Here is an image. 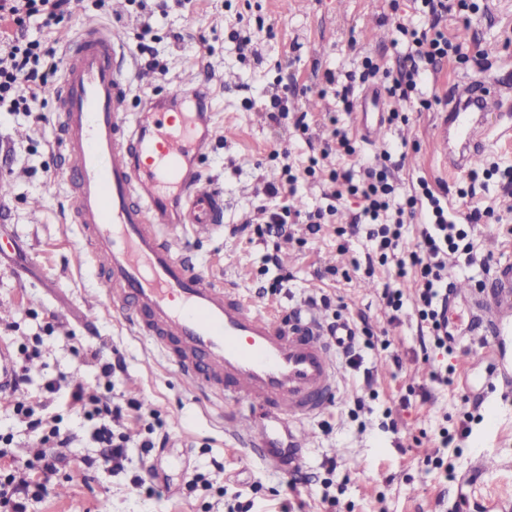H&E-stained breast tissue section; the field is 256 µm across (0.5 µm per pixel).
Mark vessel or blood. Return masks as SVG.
<instances>
[{"mask_svg": "<svg viewBox=\"0 0 512 512\" xmlns=\"http://www.w3.org/2000/svg\"><path fill=\"white\" fill-rule=\"evenodd\" d=\"M129 44L116 29L88 28L67 46L54 90L59 140L69 164L72 220L87 252L101 263L100 294L190 382L205 379L230 406L226 423L240 445L270 465L282 445L304 447V423L337 397L342 370L336 349L352 328L328 332L318 309L285 322L237 289L197 270L177 250L183 236L211 235L224 221V194L196 167L212 139L203 82L179 83L175 96L194 103L179 117L146 99L127 110L132 82L156 76L131 71ZM503 90L485 80L458 84L435 125L436 156L453 170L483 151L482 118L500 110ZM381 94L358 114L365 142L385 131ZM490 296L474 299L465 335L489 339L499 355L512 347V262L499 263Z\"/></svg>", "mask_w": 512, "mask_h": 512, "instance_id": "b4317fda", "label": "vessel or blood"}]
</instances>
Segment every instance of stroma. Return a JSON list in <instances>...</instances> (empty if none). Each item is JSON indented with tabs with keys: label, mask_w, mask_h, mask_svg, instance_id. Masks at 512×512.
Wrapping results in <instances>:
<instances>
[{
	"label": "stroma",
	"mask_w": 512,
	"mask_h": 512,
	"mask_svg": "<svg viewBox=\"0 0 512 512\" xmlns=\"http://www.w3.org/2000/svg\"><path fill=\"white\" fill-rule=\"evenodd\" d=\"M420 8L419 0H147L143 8L137 0H79L72 16L54 29L28 24L29 38L60 51L85 27L120 28L133 21L129 45H150L165 70L153 88H133V112L143 99L167 97L191 70H200L213 112L211 147L200 167L224 191V222L219 233L184 251V258L270 312L285 315L308 297H327V319H367L375 336L390 344L386 350L363 349L358 367H345L337 400L307 421L300 452L306 482L289 493L286 470L270 467L225 434L223 402L190 385L108 304L87 308L85 296L97 289L99 274L78 256L82 238L68 216L69 186L61 177L67 161L56 132L55 100L42 92L36 111L0 112V185L9 187L0 194V220L22 246L0 256V344H8L13 359L26 367L25 392L36 417L57 418L72 437L60 451L63 462L48 494L32 500L29 512H228L237 499L249 512H498L512 501V399L499 401L492 424L484 419L486 407L466 400L486 378L471 370L473 356L490 365L492 350L475 339L461 340L453 354L435 356L452 367L453 385L425 402L410 395V388L429 381L413 302L408 298L397 312L388 308L381 293L393 268L379 266L366 276L360 264L369 242L337 232L359 213V198L337 201L336 215L318 233L301 222L293 226L286 266L291 278L284 282L268 260L278 245L257 231L283 208L328 205L331 171H359V157L386 150L400 164L394 175L407 193L423 199L430 190L458 214L491 207L500 216L499 230L469 227L478 261L456 267L458 280L478 286L486 277L480 258L512 260V190H504L500 177L512 169V138L496 128L489 132L477 166L499 174L476 185L469 171L448 172L434 158L431 142L455 83L484 79L512 86V0H469L467 10L449 13L442 26L449 39L462 42L463 59H445L437 70L421 73L411 100L387 93L386 109L401 113V121L388 125L377 144L360 138L356 114L362 98L374 84L387 92L397 75L390 36L398 19L422 23ZM245 39L246 50L240 47ZM367 57L380 67L370 81L363 77ZM275 97L286 109L278 117L271 114ZM337 129L354 140L356 156L323 155ZM310 165L315 173L308 176ZM292 174L299 177L296 194H267L268 183H284ZM468 186L474 195L460 198ZM431 215L423 199L406 226L407 244L416 243ZM116 357L124 359L126 371L111 383L100 362ZM49 382L54 392H46ZM77 382L132 402L112 425L127 438L122 469L85 468V460L102 454L95 439L100 421L72 410ZM473 410L482 419L471 422L470 436L441 448V428H456L462 414ZM165 434V449H145L146 441ZM5 435L11 438L6 463L27 476L37 473L41 446L15 418L12 400L0 398ZM439 450L447 473L426 471L424 457ZM483 453L495 457L497 469L465 483ZM332 457L344 473L323 469ZM151 466L158 472L151 487L162 488L159 496L151 487H132ZM328 480L343 487L338 505L323 499Z\"/></svg>",
	"instance_id": "obj_1"
}]
</instances>
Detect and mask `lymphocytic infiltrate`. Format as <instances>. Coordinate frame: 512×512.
I'll return each instance as SVG.
<instances>
[{
	"label": "lymphocytic infiltrate",
	"instance_id": "1",
	"mask_svg": "<svg viewBox=\"0 0 512 512\" xmlns=\"http://www.w3.org/2000/svg\"><path fill=\"white\" fill-rule=\"evenodd\" d=\"M427 28L417 29L401 22L397 32L406 42L403 65L399 76L390 87V94L410 99L417 88L420 69L437 67L449 54H460L461 44L448 40L439 30L440 19L452 8H465L466 0L449 4L448 0H421ZM73 12V0H0V112H28L36 105L39 92L57 66L53 49L41 41L27 39L23 31L30 21L42 27L60 24ZM330 180L335 185L333 198L349 194L361 201V211L349 227L351 235H365L372 244L368 261L379 265H394L398 279L413 277L417 284V316L429 333L431 348L449 351L453 348L448 334V264L449 254L470 264L475 260L473 248L464 228L449 222L442 206H435V221L422 225L415 245H407L403 229L408 217L414 216L417 197L400 198L399 186L393 168L384 163L371 164L363 169L361 177H353L347 170H334ZM25 376L14 378L13 390L18 397L13 411L20 421L28 422L40 444L52 445V452L39 455L42 479L17 476L11 470L0 473V512H27L29 497L46 492L45 474L55 472L59 462L55 451L68 447L70 438L51 423L36 419L34 410L20 392ZM72 406L82 410L92 407L101 421L96 431L103 445V461L120 466L125 438L110 427L113 418L122 416L124 407L111 394L90 393L82 385L72 391Z\"/></svg>",
	"mask_w": 512,
	"mask_h": 512
}]
</instances>
